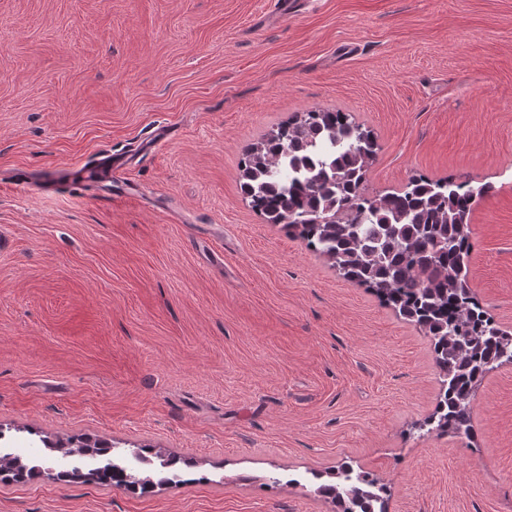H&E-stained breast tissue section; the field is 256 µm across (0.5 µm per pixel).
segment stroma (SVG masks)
<instances>
[{
	"label": "stroma",
	"mask_w": 512,
	"mask_h": 512,
	"mask_svg": "<svg viewBox=\"0 0 512 512\" xmlns=\"http://www.w3.org/2000/svg\"><path fill=\"white\" fill-rule=\"evenodd\" d=\"M312 109L371 130L368 193L490 185L468 278L512 334V0H0V447L98 438L183 478L0 481V512H336L315 475L344 462L386 512H512V365L472 443L418 436L429 338L242 195L245 151ZM161 127L132 192L6 181Z\"/></svg>",
	"instance_id": "35a3bbf8"
}]
</instances>
